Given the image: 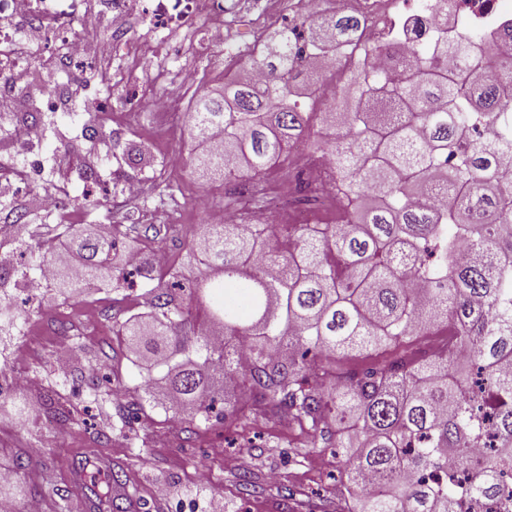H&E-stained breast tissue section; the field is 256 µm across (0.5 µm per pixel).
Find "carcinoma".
<instances>
[{
  "instance_id": "cac0c4a2",
  "label": "carcinoma",
  "mask_w": 512,
  "mask_h": 512,
  "mask_svg": "<svg viewBox=\"0 0 512 512\" xmlns=\"http://www.w3.org/2000/svg\"><path fill=\"white\" fill-rule=\"evenodd\" d=\"M360 17L309 18L269 36L254 64L263 87L238 78L206 90L186 113L202 173L252 178L300 138L303 105L291 82L328 46L356 40ZM512 20L487 31H448L423 47L394 45L410 72L351 75L339 93L348 112H323L327 153L357 218L301 224L292 246L270 243L266 226L202 224L161 268L147 259L114 263L118 237L98 225L59 224L56 284L64 299L107 286L128 298L142 279L144 313L113 314L112 333L144 373L143 401L196 427L213 395L242 382L240 398L307 426L340 466L336 512H462L465 500L502 501L512 466ZM457 64L447 72L448 61ZM45 258L0 259V293L39 281ZM457 329L475 360L443 356L403 370L385 359L334 376L326 356L384 354L394 342ZM0 304V331L21 330ZM497 446L482 450L483 434ZM466 471L462 482L454 477ZM113 470L97 485L98 508L126 512ZM384 478L375 493L366 477Z\"/></svg>"
}]
</instances>
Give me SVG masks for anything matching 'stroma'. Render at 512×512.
<instances>
[{
  "label": "stroma",
  "instance_id": "obj_1",
  "mask_svg": "<svg viewBox=\"0 0 512 512\" xmlns=\"http://www.w3.org/2000/svg\"><path fill=\"white\" fill-rule=\"evenodd\" d=\"M118 24L133 40L163 39L178 51L134 73L118 51L99 67L58 72L66 91L81 84L103 99L111 117L98 127L101 141L86 138L87 117L77 102L67 100L62 111L42 115L46 136L24 157L27 184L0 178V193L12 200L13 209L24 210L31 188L56 196L70 223L124 225L128 240L151 239L152 255L161 263L198 225L217 223L228 209L258 210L268 194L287 192L289 159L281 157L256 177L253 197L240 198L233 180L206 179L194 169L186 122L169 125L162 119L169 102L190 112L200 90L223 84L232 47L256 37L251 27H228L223 46L199 53L202 23L159 32L133 18ZM184 69L200 72L197 88L185 90L175 82V73ZM82 170L95 171L106 186L96 206L87 209L73 204L84 188ZM127 181L142 186L136 200L121 193ZM112 298L107 288L68 302L47 288L13 290L6 298L26 316L21 333L0 335V348L8 354L0 363V391L17 393L26 408L20 418L0 410V468H12L16 457L26 459L17 478L23 492L13 500L15 512H85L95 495L90 485H78L76 472L103 455L124 469L142 512H335L339 468L330 449L311 447L305 426L282 425L280 417L250 406L200 426L190 440L160 407L120 422V408L140 402V371L112 336ZM61 320L71 323V331L56 329ZM110 345L115 352L107 359L102 350ZM96 383L106 393L100 402L92 395ZM56 396L68 401L67 424L52 421L44 409ZM101 430L111 433L107 443L97 440ZM245 473L257 478L259 491L241 490L238 479ZM272 478L293 488L294 499L285 504L264 491ZM160 486L165 496H157Z\"/></svg>",
  "mask_w": 512,
  "mask_h": 512
}]
</instances>
